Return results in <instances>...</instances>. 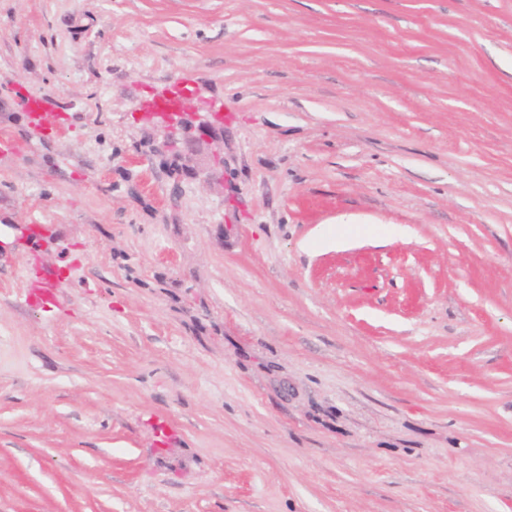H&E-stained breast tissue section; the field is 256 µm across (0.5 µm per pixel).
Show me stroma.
Listing matches in <instances>:
<instances>
[{
	"label": "stroma",
	"mask_w": 512,
	"mask_h": 512,
	"mask_svg": "<svg viewBox=\"0 0 512 512\" xmlns=\"http://www.w3.org/2000/svg\"><path fill=\"white\" fill-rule=\"evenodd\" d=\"M1 132L0 512H512V0H0ZM183 91L177 90L172 97H163L159 102L153 104V107L163 114L168 123L169 133L163 147L178 151L180 156L188 161L202 160L198 157V145L206 140L216 141L218 139L216 128L205 118H200L197 125H189L185 121L184 109L188 98ZM189 126L195 134L186 136ZM222 162L219 153H214L208 162L202 160L199 163L196 174H204L207 178L208 170L211 169L212 164L220 165ZM27 117L29 124L40 129L48 138L55 137L68 122L64 104L53 95L29 100ZM55 276V272L43 263L39 255L31 252L26 270L28 297L36 304L46 305L52 302Z\"/></svg>",
	"instance_id": "stroma-1"
}]
</instances>
